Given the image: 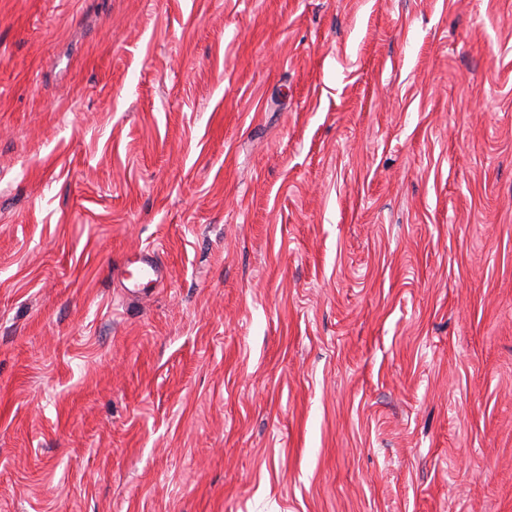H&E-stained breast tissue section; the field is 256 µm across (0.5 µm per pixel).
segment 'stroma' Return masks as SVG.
<instances>
[{
    "instance_id": "35a3bbf8",
    "label": "stroma",
    "mask_w": 512,
    "mask_h": 512,
    "mask_svg": "<svg viewBox=\"0 0 512 512\" xmlns=\"http://www.w3.org/2000/svg\"><path fill=\"white\" fill-rule=\"evenodd\" d=\"M0 512H512V0H0ZM136 267V275L130 270L131 266ZM159 267L154 260L153 252H146L129 258L123 270V280L129 281L125 288L133 294L144 292L147 288L161 279Z\"/></svg>"
}]
</instances>
